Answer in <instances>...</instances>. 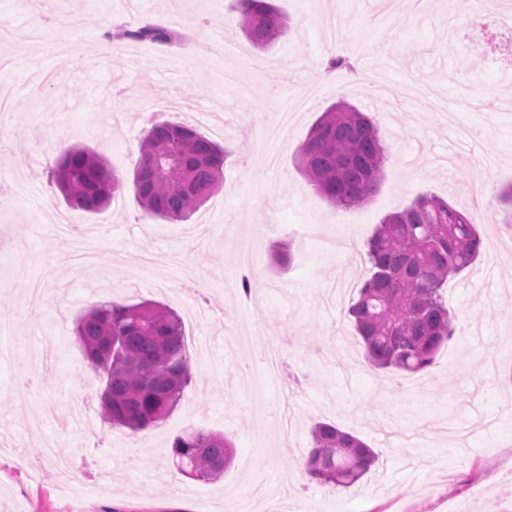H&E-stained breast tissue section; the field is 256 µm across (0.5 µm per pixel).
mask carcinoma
Here are the masks:
<instances>
[{"instance_id": "cac0c4a2", "label": "carcinoma", "mask_w": 512, "mask_h": 512, "mask_svg": "<svg viewBox=\"0 0 512 512\" xmlns=\"http://www.w3.org/2000/svg\"><path fill=\"white\" fill-rule=\"evenodd\" d=\"M248 41L265 48L286 32L272 0H236ZM173 45L181 35L166 27L119 28L107 37ZM224 147L195 129L157 123L139 144L132 189L145 220L186 218L219 187ZM385 146L373 121L344 103L322 113L301 148L300 166L316 193L334 207L367 202L380 181ZM51 177L74 209L95 211L121 191L123 178L94 151L71 147ZM482 240L472 216L435 194H420L387 215L365 247L370 276L348 308L368 362L378 369L426 370L454 336L457 315L448 308V277L469 268ZM89 367L104 381L103 420L132 431L165 419L191 383L190 357L179 316L156 302L99 303L74 328ZM313 448L298 460L324 484L349 487L377 461L356 436L328 423L312 430ZM173 457L195 478L215 480L232 460V445L218 433L177 437Z\"/></svg>"}]
</instances>
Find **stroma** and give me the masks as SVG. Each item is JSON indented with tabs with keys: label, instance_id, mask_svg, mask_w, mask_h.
<instances>
[{
	"label": "stroma",
	"instance_id": "stroma-1",
	"mask_svg": "<svg viewBox=\"0 0 512 512\" xmlns=\"http://www.w3.org/2000/svg\"><path fill=\"white\" fill-rule=\"evenodd\" d=\"M287 32L263 49L249 45L233 0L195 11L183 0L176 28L197 48L189 65L144 41L98 50L103 28L165 13L169 0L136 10L108 0H0V69L14 108L0 120V310L11 355L0 358V512H266L252 495L272 489L289 512H512V68L483 28L512 35V0H275ZM337 11L354 71L323 68V19ZM67 18L53 51L27 36L36 14ZM246 50L234 82L224 53ZM477 89L473 106L458 91ZM344 102L367 112L387 148L372 198L327 205L298 153L322 112ZM159 122L223 128L227 151L219 190L188 220L147 221L131 189L101 212L70 210L50 172L55 143L85 146L131 175L145 129ZM432 193L472 215L482 240L474 265L448 281L458 315L453 340L428 370L372 368L348 316L366 275L327 241L337 227L364 247L383 218ZM71 213L90 236L95 266L79 269L73 242L44 212ZM264 228L250 295L229 287L238 244ZM205 277L200 317H183L201 349L176 409L146 433L100 417L104 383L88 367L76 319L95 304L153 301L174 311L186 272ZM42 290L39 317L28 289ZM294 337L282 375L263 394L253 351L237 338L251 327ZM87 397L74 430L44 417ZM328 422L374 449L378 461L351 487L322 484L296 465L314 423ZM221 432L234 460L216 481L168 483L172 445L190 431ZM86 478L61 482L55 456Z\"/></svg>",
	"mask_w": 512,
	"mask_h": 512
}]
</instances>
